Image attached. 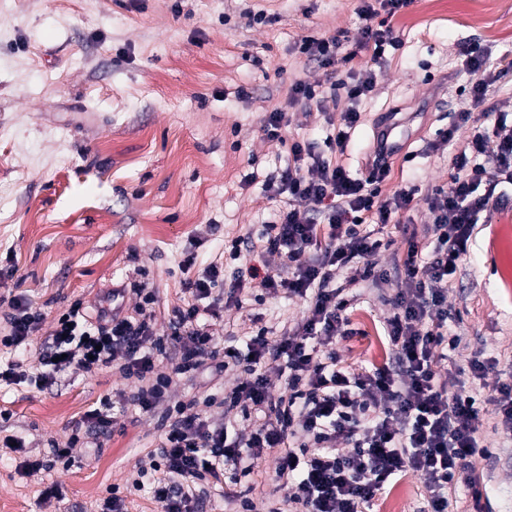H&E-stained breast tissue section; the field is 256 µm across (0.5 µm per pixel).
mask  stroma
<instances>
[{
  "label": "stroma",
  "mask_w": 512,
  "mask_h": 512,
  "mask_svg": "<svg viewBox=\"0 0 512 512\" xmlns=\"http://www.w3.org/2000/svg\"><path fill=\"white\" fill-rule=\"evenodd\" d=\"M0 0V329L16 295L45 314L43 331L74 301L95 310L103 289L147 271L166 331L183 274L179 261L205 238L202 260L220 257L227 240L257 233L287 207L267 200V176L288 165V145L323 143L331 124L361 112L343 163L365 171L376 120L399 109L413 114L402 151L393 156L384 194L413 190L411 210L382 236L375 257L391 268L409 243L426 247L425 197L448 185L453 151L444 133L457 120L471 81L467 49H488L512 63V0H413L395 20L400 47L380 64L359 49L364 20L359 0ZM269 21L252 23L250 12ZM339 37L357 50V67H373L376 84L358 104L327 99L322 112L289 106L294 79L325 82L323 69L298 51L304 37ZM288 108L283 140L261 131L267 113ZM489 221L477 225L448 290V331L461 337L454 362L489 361L483 377L464 372L466 393L484 400L483 436L490 456L477 459L454 484L455 512H474L470 476L482 484L489 512H512V438L496 431L497 386L512 383V186L499 185ZM221 258V257H220ZM349 309V337L337 340L342 363L358 371L383 364L391 352L381 326L392 312L387 284H362ZM304 300L255 288L245 309L224 310V345L245 352V339L301 320ZM132 388L118 372H74L42 392L0 384V437L24 438L43 469L19 473L17 454L0 450V512H96L112 488L129 512H160L151 498L150 454L158 416L126 403ZM111 398L115 422L97 448H74L63 466L51 453L85 411ZM57 486L58 495L41 492ZM253 512H277L289 488L242 477ZM426 491L413 473L391 482L368 512H422Z\"/></svg>",
  "instance_id": "35a3bbf8"
}]
</instances>
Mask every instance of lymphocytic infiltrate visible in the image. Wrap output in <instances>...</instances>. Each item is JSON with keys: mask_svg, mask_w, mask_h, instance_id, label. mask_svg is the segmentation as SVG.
Wrapping results in <instances>:
<instances>
[{"mask_svg": "<svg viewBox=\"0 0 512 512\" xmlns=\"http://www.w3.org/2000/svg\"><path fill=\"white\" fill-rule=\"evenodd\" d=\"M410 3L362 0L359 13L366 26L360 46L373 60L397 46L393 22ZM299 52L325 69L332 93L356 102L372 92L375 71L356 69L355 51L339 38H303ZM463 68L472 78L470 99L444 136L457 147L456 174L426 196L433 246L424 253L409 245L397 267L394 312L383 323L393 363L354 373L336 352V341L348 336L350 324L337 276L348 274L353 283L385 279L374 261L383 240L365 226L389 224L413 200L409 190L383 195L390 165L382 150H375L362 177L337 163L361 120L351 109L323 145L293 142L287 168L264 182L268 199L288 198L287 209L276 211L259 236L265 252L281 257L279 269L253 265L247 280L228 285L223 264H201L198 251L187 250L180 262L185 273L180 302L168 313L167 334L155 328L157 296L147 282L135 286L137 300L129 310L120 302L124 289L111 288L95 313L79 301L58 313L52 330L41 337L37 366L8 362L0 368V382L42 391L75 369L92 375L112 368L132 381L130 404L153 412L163 407L177 378L208 371L220 379L242 371L244 380L223 397H193L167 412L169 424L154 450L163 470L152 487L162 512H200L208 485L220 487L240 512H251L248 499L225 475L242 465L258 471L271 451L278 454L274 480L292 489L288 512H365L393 476L407 472L421 477L427 512H448L456 473L486 451L475 397L455 393L456 374L440 376L449 351L460 342L448 333V288L476 226L487 219L497 187L512 185V123L502 118L487 131L474 117L501 69L478 45L467 52ZM463 127L470 133L460 146L456 137ZM250 287L305 299L308 309L276 340L262 331L250 336L242 356L222 350L214 323L225 302L242 308ZM43 320L26 296L14 297L0 345L26 349L40 336ZM167 357L174 363L165 373L158 363ZM271 361L280 365L277 389L262 372ZM111 408L106 399L87 411L65 441L53 443V457L66 462L77 445H99L113 423ZM240 417L251 425L247 439L242 446H226L224 426ZM342 440L348 449L339 448Z\"/></svg>", "mask_w": 512, "mask_h": 512, "instance_id": "obj_1", "label": "lymphocytic infiltrate"}]
</instances>
